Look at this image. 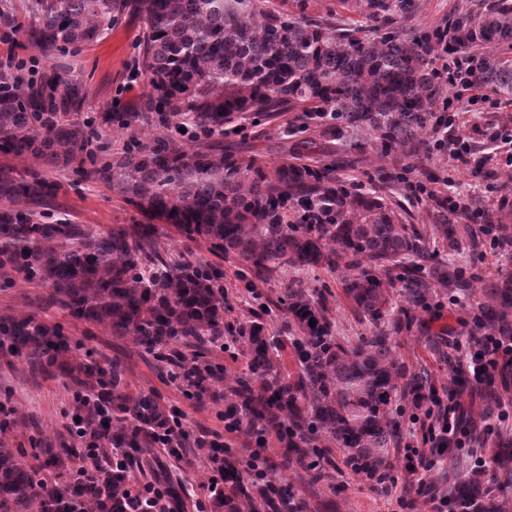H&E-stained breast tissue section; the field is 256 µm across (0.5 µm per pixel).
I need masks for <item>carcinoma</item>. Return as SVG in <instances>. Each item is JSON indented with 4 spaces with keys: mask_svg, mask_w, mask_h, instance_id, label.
<instances>
[{
    "mask_svg": "<svg viewBox=\"0 0 512 512\" xmlns=\"http://www.w3.org/2000/svg\"><path fill=\"white\" fill-rule=\"evenodd\" d=\"M357 7L373 26L290 14L270 0H34L28 39L48 52L93 43L125 11L142 13L138 64L149 91L124 125L147 114L169 135L151 145L131 138L99 159L89 147L102 133L78 118V81L58 71L38 83L0 72V269L39 279L51 304L157 352L199 392L215 377L205 356L209 344L243 340L246 369L224 385L228 433L258 448L276 440L285 471L319 469V448L331 444L353 472L379 481L402 442L404 408H422L431 390L428 376L397 355V337L410 331L412 307L433 289L468 290L459 267L435 260L430 238L455 248L473 228L458 223L448 198L433 196L434 224L420 230L392 197L358 188L333 164L294 153L270 171L221 136L235 122L332 112L338 123L413 150L437 105L458 86L512 103V0H477L473 9L448 14L446 75L438 72L437 30L409 24L415 0H360ZM183 130L206 139L187 147L177 138ZM82 155L86 179L112 190L145 223L94 233L56 207L59 180L15 165L33 158L64 174ZM508 208L505 202L485 215L501 225L503 250L512 249ZM48 210L60 218L45 221ZM161 223L280 286L273 304L284 316L294 370H283L281 334L270 333L266 306L243 320H224V270L162 250ZM342 266L345 293L370 324L355 342L336 335L321 291L298 287L301 273ZM391 288L406 305L393 302ZM491 298L482 323L512 330V275L501 278ZM180 343L200 352L189 358L176 348ZM0 353L105 396L112 410V460L73 483L38 480L0 448V512H183L178 483L163 482L160 501L131 492L130 471L152 466L166 415L151 394L129 392L118 365L74 355L59 326L31 313L0 315ZM75 453L42 449L45 464L62 471ZM503 483L512 485L507 441L465 470L448 496L456 512H512L495 493ZM209 500L212 512L305 509L292 487L254 481L231 450Z\"/></svg>",
    "mask_w": 512,
    "mask_h": 512,
    "instance_id": "obj_1",
    "label": "carcinoma"
}]
</instances>
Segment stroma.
Returning <instances> with one entry per match:
<instances>
[{
    "mask_svg": "<svg viewBox=\"0 0 512 512\" xmlns=\"http://www.w3.org/2000/svg\"><path fill=\"white\" fill-rule=\"evenodd\" d=\"M30 0H0L9 7L20 25L16 32L6 33L0 23V61L12 55L34 64L36 72L50 68L70 72L84 87L85 104L81 118L99 125L103 113H111L114 124L102 139L111 149H119L128 136L142 142H153L163 134L153 122L139 123L133 130L121 128L125 113L139 111L148 92L146 77L136 71L139 44L145 29L142 14L128 11L116 18L111 29L88 46L66 47L45 53L27 39L31 17L27 11ZM281 10L305 12L340 23H355L361 16L356 8L341 0H275ZM512 129V105L483 93L465 95L455 125L448 129V148L438 150L432 130L421 135L416 153L401 147L381 151L374 134L364 128L340 126L337 133L327 134L325 126L302 127L295 113H286L277 121L247 126L231 134L230 140L239 146L244 156L266 167H274L281 152H304L313 159H333L347 166V175L362 189L380 185L410 213L415 224L432 221V204L425 196L415 194L411 187L433 183L435 190L465 204L466 223L480 226L484 212L498 209L504 198H512V143L504 135ZM62 209L77 223L96 233L111 230L116 224H135L139 214L127 206L106 187L73 178L64 182L58 195ZM438 257L454 256L456 265L466 273L470 290L467 297L436 289L427 302L415 310L410 333L399 336L396 351L409 366L424 370L440 398H447L449 377L454 366L455 339L483 335V328L474 322L475 315L487 300L495 283L512 273V252L493 243L489 234L476 241H462L456 253H449L443 241L433 242ZM224 265V317L239 319L260 303L271 298L274 285L262 282L235 259ZM305 288H328L330 316L338 335L357 337L368 334V324L358 320L353 303L343 290L342 277L320 270L303 277ZM45 285L28 280L13 271L0 274V314L7 312L33 313L50 323L58 324L82 351L91 352L102 364L119 362L132 391L155 395L166 410L184 414V424L191 436L206 431H219L232 448L244 459H252V451L243 438L224 430V381L241 373L245 367L242 347L226 343L224 349L210 348L209 361L221 366L224 380L212 382L211 392L203 398L189 395L178 384L169 381L164 364L143 350L132 338H117L102 326L76 319L66 311L52 306ZM75 415V389L60 376L33 375L28 365L17 358L0 355V444L12 448L19 460L37 469L39 478H48L42 470L35 449L45 442L56 448L75 447L69 425ZM405 446L391 456L390 470L398 484L395 492H387L372 480L350 470L338 449L330 455L336 463L326 476L313 480L311 473L283 471L277 466L279 447L270 442L264 448L261 461H253L252 474L259 482H287L309 503V512H432L426 498L418 496L417 482L425 480L438 493H447L466 463L472 462L470 448L455 450L452 456L436 463L421 477L407 472L409 448L430 453L431 448L421 433L404 435ZM160 477L184 482L189 503L186 512H196V501L207 500L201 485L211 474V465L203 451L187 449L182 458H172L166 449L156 451L154 464ZM412 499V506L402 508L396 495Z\"/></svg>",
    "mask_w": 512,
    "mask_h": 512,
    "instance_id": "35a3bbf8",
    "label": "stroma"
}]
</instances>
